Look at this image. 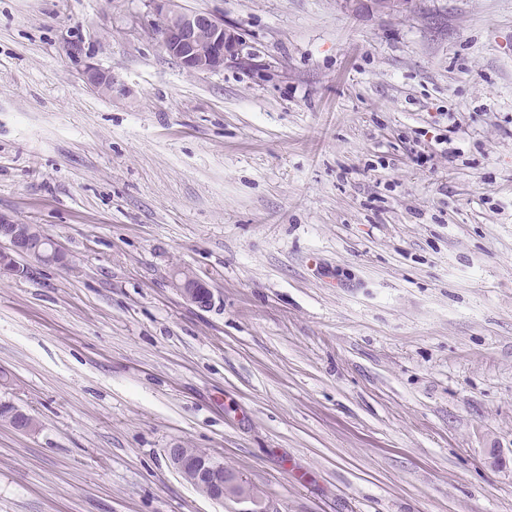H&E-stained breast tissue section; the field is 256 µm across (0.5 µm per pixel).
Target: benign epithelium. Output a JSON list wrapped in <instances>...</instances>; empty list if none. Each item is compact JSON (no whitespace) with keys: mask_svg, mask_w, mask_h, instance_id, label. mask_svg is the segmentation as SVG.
Here are the masks:
<instances>
[{"mask_svg":"<svg viewBox=\"0 0 512 512\" xmlns=\"http://www.w3.org/2000/svg\"><path fill=\"white\" fill-rule=\"evenodd\" d=\"M155 5L159 18L157 35L162 49L190 73L217 72L224 68V61L242 54L246 46L243 37L224 25V18L206 12L184 11L177 0H149ZM411 0H372V8L382 14L409 8ZM84 78L93 90L107 97L114 96L112 72L88 65ZM9 243L11 250L35 259H43L47 249L58 247L36 224H19L0 221V241ZM181 293L201 308L211 302V294L200 289L191 275L174 276ZM167 455L173 467L201 494L224 502L233 500L249 503L251 507L241 512H267L262 501L255 496L247 480L238 472L224 465V461L206 454L188 459L182 448H169Z\"/></svg>","mask_w":512,"mask_h":512,"instance_id":"7a95c632","label":"benign epithelium"}]
</instances>
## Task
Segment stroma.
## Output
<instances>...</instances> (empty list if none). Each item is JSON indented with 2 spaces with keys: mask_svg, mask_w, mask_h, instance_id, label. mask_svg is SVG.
<instances>
[{
  "mask_svg": "<svg viewBox=\"0 0 512 512\" xmlns=\"http://www.w3.org/2000/svg\"><path fill=\"white\" fill-rule=\"evenodd\" d=\"M179 2L244 59L0 0V218L67 257L0 269V512H236L170 448L268 512H512V0ZM159 18L157 35L162 49L190 73L217 72L224 61L238 57L243 37L211 13L184 11L177 0H149ZM83 73L89 87L112 99V96H114V84L111 71H105L96 66L88 65ZM177 287L181 293L192 303L201 308L207 307L211 302V292L203 293L196 278L191 275H174ZM167 455L173 467L207 498L220 503H224V500H233L238 503H250L253 506L237 512H267L247 480L225 466L223 460L209 453L188 460L184 448L167 449Z\"/></svg>",
  "mask_w": 512,
  "mask_h": 512,
  "instance_id": "stroma-1",
  "label": "stroma"
}]
</instances>
